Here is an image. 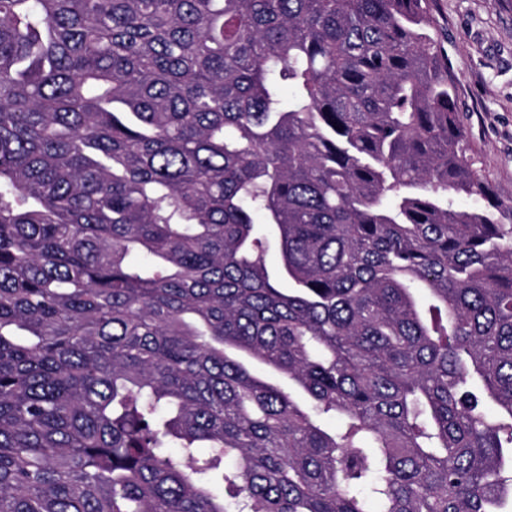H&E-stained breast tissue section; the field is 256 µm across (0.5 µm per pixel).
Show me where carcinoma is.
Masks as SVG:
<instances>
[{
	"label": "carcinoma",
	"mask_w": 512,
	"mask_h": 512,
	"mask_svg": "<svg viewBox=\"0 0 512 512\" xmlns=\"http://www.w3.org/2000/svg\"><path fill=\"white\" fill-rule=\"evenodd\" d=\"M430 2L0 0V512H512Z\"/></svg>",
	"instance_id": "obj_1"
}]
</instances>
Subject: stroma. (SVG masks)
Instances as JSON below:
<instances>
[{
  "mask_svg": "<svg viewBox=\"0 0 512 512\" xmlns=\"http://www.w3.org/2000/svg\"><path fill=\"white\" fill-rule=\"evenodd\" d=\"M476 168L512 193V0H432Z\"/></svg>",
  "mask_w": 512,
  "mask_h": 512,
  "instance_id": "35a3bbf8",
  "label": "stroma"
}]
</instances>
